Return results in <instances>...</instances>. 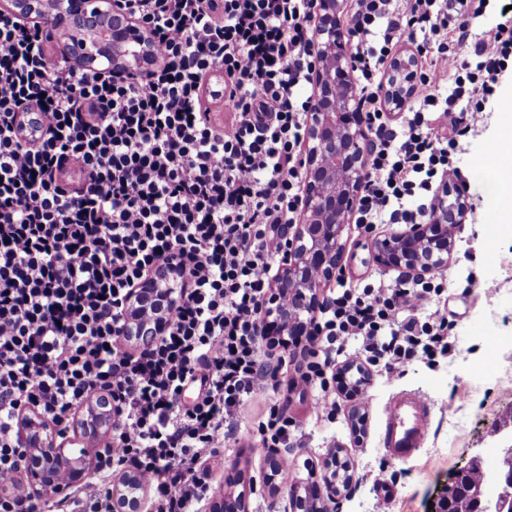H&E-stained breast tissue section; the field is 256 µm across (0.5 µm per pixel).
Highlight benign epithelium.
Here are the masks:
<instances>
[{"label": "benign epithelium", "instance_id": "benign-epithelium-1", "mask_svg": "<svg viewBox=\"0 0 512 512\" xmlns=\"http://www.w3.org/2000/svg\"><path fill=\"white\" fill-rule=\"evenodd\" d=\"M346 0H314V31L310 51L315 58V87L307 118L309 148L303 166V202L295 224L287 225L288 248L271 302L263 309V336L289 346L288 337L310 331L323 304V287L342 270L343 234L358 201L367 167L366 130L360 94L345 25ZM8 10L20 17L36 15L41 28L63 43L68 63L77 69L111 73L147 72L152 40L127 17L117 16L112 0H9ZM419 61L410 47L391 62L383 88L385 106L399 112L413 97L419 81ZM466 206L454 180L439 187L430 218L421 224L379 235L372 243L375 262L407 279L423 278L448 266L452 241L464 229ZM187 272L171 262L143 279L128 300L126 340L148 347L161 336L181 299ZM87 416H77L69 434L61 437L44 427L34 410L25 408L21 420L25 453L38 461L26 469L33 494L61 496L84 487L107 462L100 448L74 454L77 441L98 440L112 428V397L101 391ZM286 448L264 456V480L272 494L283 496L288 512H337L351 494L353 477L343 480L339 452L334 450L310 470L309 480L286 488L273 484ZM493 456L504 467L493 470V484L512 485V438L494 440L472 461ZM147 486L135 470L112 472L108 487L112 512H142ZM209 512H249L246 491L222 492Z\"/></svg>", "mask_w": 512, "mask_h": 512}]
</instances>
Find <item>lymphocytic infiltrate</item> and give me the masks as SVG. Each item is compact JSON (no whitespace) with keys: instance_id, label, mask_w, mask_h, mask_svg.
<instances>
[{"instance_id":"obj_1","label":"lymphocytic infiltrate","mask_w":512,"mask_h":512,"mask_svg":"<svg viewBox=\"0 0 512 512\" xmlns=\"http://www.w3.org/2000/svg\"><path fill=\"white\" fill-rule=\"evenodd\" d=\"M115 2L155 38L148 78L74 69L36 22L0 9V484L23 467V407L61 426L104 390L110 466L70 512H108L105 479L125 466L148 486V512H200L202 466L231 438L261 454L300 428L273 406L241 433L236 415L275 357L261 310L301 210L313 0ZM353 2L368 132L353 222L369 234L421 222L434 185L461 178L459 144L512 62V16L476 35L494 0ZM405 43L421 79L395 123L381 91ZM33 107L43 123L32 136ZM171 261L188 272L182 303L152 346L132 348L127 298ZM447 302L441 275L330 289L297 369L317 391L316 418L336 414L346 353L388 374L447 358Z\"/></svg>"}]
</instances>
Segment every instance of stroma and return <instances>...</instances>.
<instances>
[{
    "instance_id": "1",
    "label": "stroma",
    "mask_w": 512,
    "mask_h": 512,
    "mask_svg": "<svg viewBox=\"0 0 512 512\" xmlns=\"http://www.w3.org/2000/svg\"><path fill=\"white\" fill-rule=\"evenodd\" d=\"M512 104V71L500 79L492 111L483 113L457 154L466 177L469 204L466 227L454 242L453 255L443 273L448 279V317L454 322V350L436 368L416 363L397 377L370 375L357 398L342 397L340 410L330 420L315 418L314 394L292 386L294 363L281 366L273 382L275 394L262 391L237 416L246 428L271 400L287 405L288 415L301 429L291 443L292 465L277 476L286 486L307 478L331 449H338L352 467L356 487L343 499L339 512H373L376 499L388 497V512H429L428 504L448 487L450 478L472 456L488 446L502 414L512 411V235L500 232L488 239L485 227L496 222V206L475 178L485 163V148L498 134L503 112ZM371 237L349 229L342 278L354 285L366 279L393 280L397 271L385 270L371 259ZM492 282L493 292L483 290ZM414 391L435 407L429 436L421 454L405 462L387 459L380 446V427L390 397ZM365 416L362 436H354L352 409ZM263 457L243 444H229L206 464L210 493L231 489L237 476L261 478ZM386 466L396 482L388 489L374 486L370 470Z\"/></svg>"
}]
</instances>
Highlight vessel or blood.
Instances as JSON below:
<instances>
[{
	"label": "vessel or blood",
	"mask_w": 512,
	"mask_h": 512,
	"mask_svg": "<svg viewBox=\"0 0 512 512\" xmlns=\"http://www.w3.org/2000/svg\"><path fill=\"white\" fill-rule=\"evenodd\" d=\"M434 413L420 394L399 392L387 403L381 427V445L394 460L416 456L426 442Z\"/></svg>",
	"instance_id": "obj_1"
}]
</instances>
